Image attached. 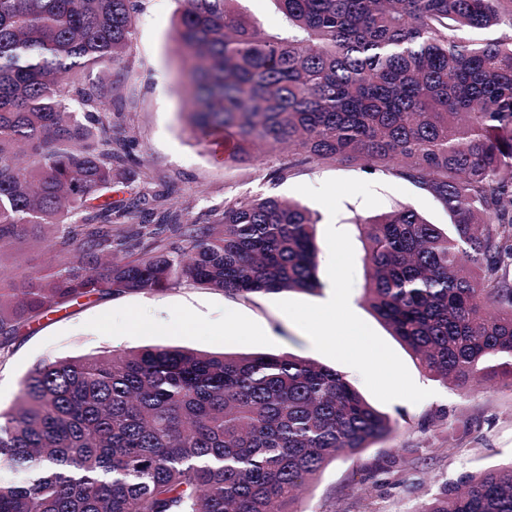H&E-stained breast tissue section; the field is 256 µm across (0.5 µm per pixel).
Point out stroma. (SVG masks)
<instances>
[{"mask_svg":"<svg viewBox=\"0 0 512 512\" xmlns=\"http://www.w3.org/2000/svg\"><path fill=\"white\" fill-rule=\"evenodd\" d=\"M179 7L178 0L139 2L134 40L116 91L119 110L108 128L113 137L132 142L133 158L116 176L113 200L125 201L142 192L161 194L182 217L203 219L209 211L223 209L230 194L299 202L304 201L295 190L299 184L317 186L331 178L377 182L381 203L373 208L350 197L333 218L321 204L306 201L320 217L317 246L322 288L313 294L294 293L293 298L324 303L331 287L324 234L331 223L345 230L355 257L351 309L385 339L414 382L432 392L417 404L402 399L378 403V410L392 420V432L369 447L343 453L326 466L300 494L299 512H418L446 487L457 485L463 475L511 469L512 386L496 378L462 390L431 380L363 302L366 241L355 217H371L407 204L432 222L444 224L446 213L413 185L361 165L310 163L299 175L273 184L263 180L262 169L278 164L279 152H266L259 169H244L222 159L210 139L192 131L183 112L187 90L178 78L174 41ZM276 300L273 294L246 300L220 290L178 284L162 292L82 302L24 331L8 355L0 356V408L14 405L22 379L41 360L155 345L208 353L290 352L335 367L358 390H365L361 375L316 351L307 335L276 307ZM231 318L247 324V335H225L224 324Z\"/></svg>","mask_w":512,"mask_h":512,"instance_id":"obj_1","label":"stroma"}]
</instances>
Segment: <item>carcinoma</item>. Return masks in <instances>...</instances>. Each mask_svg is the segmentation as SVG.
<instances>
[{
  "mask_svg": "<svg viewBox=\"0 0 512 512\" xmlns=\"http://www.w3.org/2000/svg\"><path fill=\"white\" fill-rule=\"evenodd\" d=\"M236 0H181L193 61L184 107L227 159L293 148L276 183L329 161L382 169L448 214L358 217L365 301L431 379L512 382V0H275L277 32ZM139 0H0V268L49 237L47 271L0 284V354L51 313L189 283L230 295L313 293L317 224L276 197L224 198L207 221L103 190L130 144L96 131L117 108ZM499 29L486 42L470 29ZM140 224L130 252L114 224ZM180 240L168 246L167 233ZM390 418L333 368L292 353L162 345L47 359L0 410V512H300L299 490ZM421 512H512V469L460 480Z\"/></svg>",
  "mask_w": 512,
  "mask_h": 512,
  "instance_id": "obj_1",
  "label": "carcinoma"
}]
</instances>
